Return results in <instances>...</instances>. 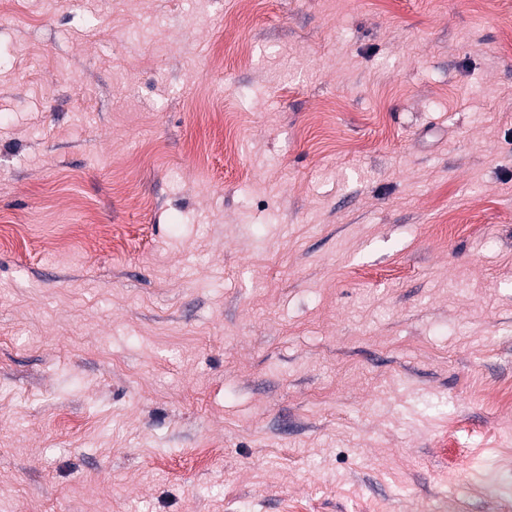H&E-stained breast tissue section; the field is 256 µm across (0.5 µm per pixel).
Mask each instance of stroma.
I'll use <instances>...</instances> for the list:
<instances>
[{
  "mask_svg": "<svg viewBox=\"0 0 512 512\" xmlns=\"http://www.w3.org/2000/svg\"><path fill=\"white\" fill-rule=\"evenodd\" d=\"M512 0H0V512H512Z\"/></svg>",
  "mask_w": 512,
  "mask_h": 512,
  "instance_id": "obj_1",
  "label": "stroma"
}]
</instances>
